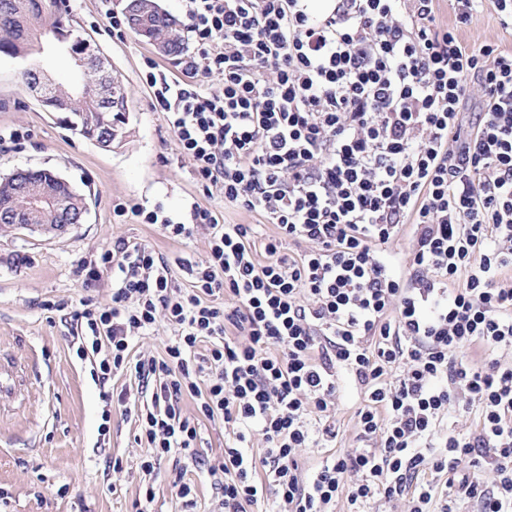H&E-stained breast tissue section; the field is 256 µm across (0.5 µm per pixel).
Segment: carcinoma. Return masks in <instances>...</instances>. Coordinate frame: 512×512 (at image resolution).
<instances>
[{"label": "carcinoma", "mask_w": 512, "mask_h": 512, "mask_svg": "<svg viewBox=\"0 0 512 512\" xmlns=\"http://www.w3.org/2000/svg\"><path fill=\"white\" fill-rule=\"evenodd\" d=\"M57 0H0V19L5 15L13 17L7 25H0V55L12 59L27 60L40 55L38 32L49 19L60 21L65 12L56 9L48 11ZM140 18L152 27L155 39L160 42V53L177 56L184 51L181 36L182 21L163 10L157 0H134ZM98 102L91 97H75L67 111L73 115L69 127L84 138L93 135ZM34 186L54 196L62 208L52 214L45 211L29 212L28 222L34 224L56 223L62 214H77L86 206L85 198L69 182L54 178L47 169L14 170L0 178V207L7 210L22 209L26 205L23 189Z\"/></svg>", "instance_id": "carcinoma-1"}]
</instances>
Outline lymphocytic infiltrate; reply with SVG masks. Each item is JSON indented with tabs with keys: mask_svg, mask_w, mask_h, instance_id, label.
Masks as SVG:
<instances>
[{
	"mask_svg": "<svg viewBox=\"0 0 512 512\" xmlns=\"http://www.w3.org/2000/svg\"><path fill=\"white\" fill-rule=\"evenodd\" d=\"M186 0L192 53L145 82L196 182L273 225L227 224L193 205L118 207L173 240L208 231L204 261L118 241L85 263L112 272V304L69 311L129 372L139 440L156 459L192 452L198 420L227 432L219 512H512V51L464 46L486 4L512 0ZM220 75L217 86L205 85ZM477 110L463 106L471 86ZM299 252H287L288 244ZM174 330L164 359L133 337ZM359 392L356 444L338 448L340 383ZM198 400L199 418L181 399ZM465 415L466 428L449 425ZM262 456L248 453L252 436ZM327 454L304 474L301 449Z\"/></svg>",
	"mask_w": 512,
	"mask_h": 512,
	"instance_id": "1",
	"label": "lymphocytic infiltrate"
}]
</instances>
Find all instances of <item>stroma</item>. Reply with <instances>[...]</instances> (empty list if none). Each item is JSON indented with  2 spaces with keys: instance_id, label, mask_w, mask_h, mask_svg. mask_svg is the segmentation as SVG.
<instances>
[{
  "instance_id": "35a3bbf8",
  "label": "stroma",
  "mask_w": 512,
  "mask_h": 512,
  "mask_svg": "<svg viewBox=\"0 0 512 512\" xmlns=\"http://www.w3.org/2000/svg\"><path fill=\"white\" fill-rule=\"evenodd\" d=\"M63 7L75 33L93 40L111 65L129 110L123 138L101 148L69 130L68 113L45 110L23 83V62L0 56V177L17 168L49 169L88 203L83 224L58 235L0 232V512H136L139 490L147 484L155 491L153 512H184L172 489L180 473L196 487L195 512H213L209 468L224 457L223 420L201 417L196 398L184 396V413L199 421L197 456L164 457L145 475L140 463L151 450L135 440L134 415L113 408L108 432L100 430L107 394L134 388L133 378L119 372L98 381L94 357L76 354L79 327L42 304L64 297L111 305V274L88 287L81 267L120 240L149 246L173 262L205 258V232L173 241L132 214L116 216V205L159 203L184 216L196 203L222 212L229 224L256 218L203 191L162 114L153 109L143 59L155 58L171 70L175 57L159 55L131 35L114 37L110 22L121 11L117 0H64ZM460 37L468 44L512 49V32L498 24L490 6ZM116 459L121 469H113Z\"/></svg>"
}]
</instances>
